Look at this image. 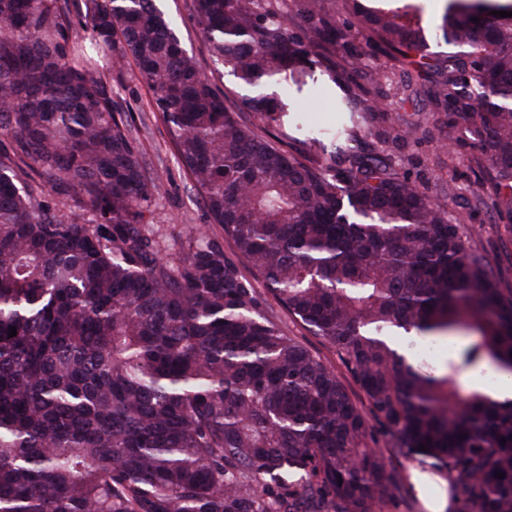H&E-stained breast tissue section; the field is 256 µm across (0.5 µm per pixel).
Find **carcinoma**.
<instances>
[{"label": "carcinoma", "mask_w": 512, "mask_h": 512, "mask_svg": "<svg viewBox=\"0 0 512 512\" xmlns=\"http://www.w3.org/2000/svg\"><path fill=\"white\" fill-rule=\"evenodd\" d=\"M303 2L294 35L288 0H190L239 87L220 94L156 0H0V512H373L415 497L391 455L417 463L427 491L447 480L451 512H512V401L456 385L512 375V289L447 203L392 154L356 150V118L381 112L379 72L338 51L324 0ZM500 10L512 3L438 0L455 47L441 57L411 0H375L358 34L469 119L478 186L512 233ZM102 51L152 90L221 236L186 231L160 255L146 219L159 183ZM303 63L352 83L315 154L284 148ZM268 293L341 357L368 411ZM461 336L440 366L419 351ZM371 418L391 447L369 445Z\"/></svg>", "instance_id": "obj_1"}]
</instances>
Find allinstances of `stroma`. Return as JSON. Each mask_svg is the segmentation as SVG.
<instances>
[{"label":"stroma","instance_id":"1","mask_svg":"<svg viewBox=\"0 0 512 512\" xmlns=\"http://www.w3.org/2000/svg\"><path fill=\"white\" fill-rule=\"evenodd\" d=\"M188 2L157 0V5L176 27L183 47L197 59L201 72L211 78L217 91H225L234 86L235 79L209 56ZM325 7L363 61L378 67L386 64L383 53L357 34L347 0H325ZM100 66L118 106L129 113L139 129L150 176L161 183L147 215L152 228L167 240L188 228L219 233V226L210 223L201 196L178 161L172 137L153 110L152 92L135 66L116 69L105 60ZM434 91L431 82L416 77L398 76L382 82L378 99L389 104L388 116L367 124L362 143L401 158L405 172L431 196L443 197L446 188H453L455 197L448 203L449 210L474 228L471 245L488 257L500 287L512 289V234L506 232L493 196L474 193L479 170L469 162L468 120L461 114L436 110ZM339 93L324 76L288 87L290 103L301 108L312 125L335 123V97ZM412 126L418 129L416 137L397 141L398 131Z\"/></svg>","mask_w":512,"mask_h":512}]
</instances>
